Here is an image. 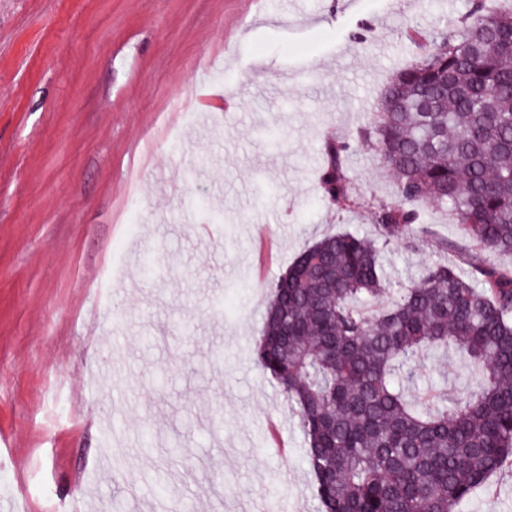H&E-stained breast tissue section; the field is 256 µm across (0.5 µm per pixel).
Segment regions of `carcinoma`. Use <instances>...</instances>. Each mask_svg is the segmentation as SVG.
Here are the masks:
<instances>
[{
    "label": "carcinoma",
    "instance_id": "cac0c4a2",
    "mask_svg": "<svg viewBox=\"0 0 512 512\" xmlns=\"http://www.w3.org/2000/svg\"><path fill=\"white\" fill-rule=\"evenodd\" d=\"M416 61L396 72L365 136L395 180L374 238L341 232L300 252L272 286L254 362L298 409L320 512H457L512 461V6L484 0L451 28L407 27ZM321 185L356 206L326 141ZM449 212L467 245L438 237L420 204ZM440 258L389 306L381 256L405 239ZM451 350L476 387L443 403L409 395L413 359Z\"/></svg>",
    "mask_w": 512,
    "mask_h": 512
}]
</instances>
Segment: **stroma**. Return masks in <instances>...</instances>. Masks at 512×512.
I'll use <instances>...</instances> for the list:
<instances>
[{
  "instance_id": "35a3bbf8",
  "label": "stroma",
  "mask_w": 512,
  "mask_h": 512,
  "mask_svg": "<svg viewBox=\"0 0 512 512\" xmlns=\"http://www.w3.org/2000/svg\"><path fill=\"white\" fill-rule=\"evenodd\" d=\"M470 3L0 0V512H318L298 414L253 362L270 286L323 235H376L394 177L364 132L416 57L403 31ZM200 62L238 106L173 116ZM329 137L355 208L321 188ZM437 258L385 250L389 299ZM410 368L420 396L476 384L453 352ZM460 512H512V461Z\"/></svg>"
}]
</instances>
